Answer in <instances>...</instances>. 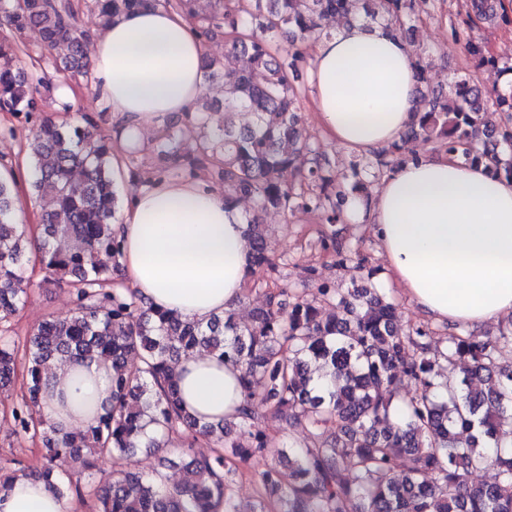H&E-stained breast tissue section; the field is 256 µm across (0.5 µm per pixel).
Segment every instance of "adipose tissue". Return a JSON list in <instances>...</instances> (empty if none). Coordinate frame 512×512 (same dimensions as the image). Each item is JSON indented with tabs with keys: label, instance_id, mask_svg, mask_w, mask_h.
<instances>
[{
	"label": "adipose tissue",
	"instance_id": "1",
	"mask_svg": "<svg viewBox=\"0 0 512 512\" xmlns=\"http://www.w3.org/2000/svg\"><path fill=\"white\" fill-rule=\"evenodd\" d=\"M204 43L186 13L146 9L121 16L91 45L96 90L120 130L112 170L141 149L147 131L193 111L203 92ZM307 88L327 141L360 154L398 142L417 123L414 52L386 24L350 22L308 50ZM343 219L372 224L385 282L426 318L477 327L512 316V179L445 153L395 167L372 199L348 196ZM239 204L200 177L154 179L128 198L112 226L121 244L118 287L152 307L207 322L243 299L248 273ZM181 397L202 422L235 420L240 370L208 356L181 360ZM111 369L79 361L56 371L43 400L57 430L88 424V392L108 396ZM42 480L15 477L0 512H70Z\"/></svg>",
	"mask_w": 512,
	"mask_h": 512
}]
</instances>
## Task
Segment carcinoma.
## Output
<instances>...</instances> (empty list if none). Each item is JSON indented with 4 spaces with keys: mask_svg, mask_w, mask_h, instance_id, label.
I'll use <instances>...</instances> for the list:
<instances>
[{
    "mask_svg": "<svg viewBox=\"0 0 512 512\" xmlns=\"http://www.w3.org/2000/svg\"><path fill=\"white\" fill-rule=\"evenodd\" d=\"M201 35L224 33V63L204 59L208 80L224 78V127L184 157L175 135L156 146L157 177H194L208 167L224 178V201L254 199L262 209L319 214L339 221L346 191L325 153L303 134L300 89L288 71L307 58V47L330 35L326 21L363 11L403 36L407 0H195ZM102 21L140 8L183 9L185 0H101ZM0 20L18 33L34 31L49 47L66 48L64 68L88 73L85 35L63 0H23ZM465 56L484 68L497 61L471 33ZM17 43L0 40V108L35 109L42 80L17 66ZM428 58L417 59L420 100L416 125L401 138L439 144L450 155L494 161V174L512 177L492 137L512 146V128L489 113L512 116V90L491 96L469 70L450 78L451 97L428 90ZM244 109L252 125L231 116ZM25 153L38 172L41 196L40 263L48 278L69 287L74 308L31 331L23 350L8 335L25 302L29 261L26 231L15 220L17 183L0 181V391L25 370L18 431L41 441L40 468L0 467V482L24 473L45 481L59 496L70 490L61 476L85 475L75 494L88 490L93 512H237L232 465L266 460L254 475L257 512H512V323L485 340L453 336L438 349L420 327H398L395 306L364 285L339 292L322 281L293 304L267 296L240 324L226 312L207 323L155 310L129 289L112 287L121 246L112 236L117 219L112 150L108 138L87 127L44 121ZM252 268L279 271L265 250L263 226L245 217ZM332 311H325V307ZM196 352L241 367L244 405L237 421L200 424L183 407L176 364ZM95 357L112 363L109 399L89 425L65 433L49 427L40 401L51 367ZM411 381L415 393H402ZM272 418L304 431L309 441L286 447L262 427ZM336 431L328 433L330 427ZM203 440L208 454L193 446ZM179 460L191 479L170 485L145 474L134 458L141 449ZM110 460L105 476L98 461ZM496 471L494 485L467 479L474 462Z\"/></svg>",
    "mask_w": 512,
    "mask_h": 512,
    "instance_id": "obj_1",
    "label": "carcinoma"
}]
</instances>
